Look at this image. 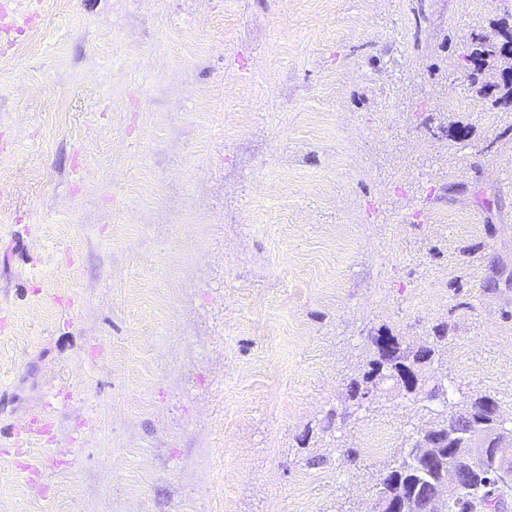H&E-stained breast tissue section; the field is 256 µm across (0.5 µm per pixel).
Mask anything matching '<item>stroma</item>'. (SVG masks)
<instances>
[{
    "mask_svg": "<svg viewBox=\"0 0 512 512\" xmlns=\"http://www.w3.org/2000/svg\"><path fill=\"white\" fill-rule=\"evenodd\" d=\"M506 26L512 0H18L0 512H367L431 420L387 382L323 429L381 329L449 326L433 375L512 421V99L458 67Z\"/></svg>",
    "mask_w": 512,
    "mask_h": 512,
    "instance_id": "1",
    "label": "stroma"
}]
</instances>
